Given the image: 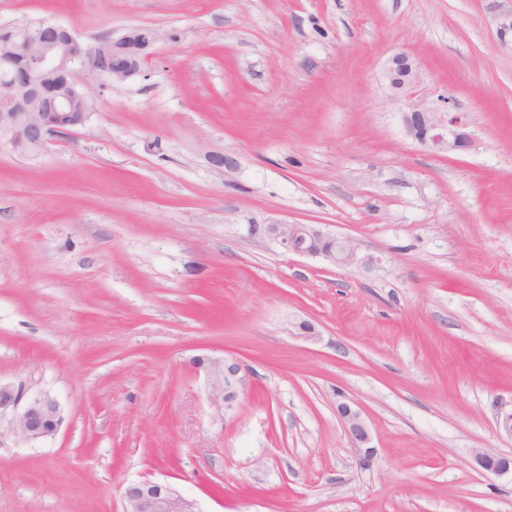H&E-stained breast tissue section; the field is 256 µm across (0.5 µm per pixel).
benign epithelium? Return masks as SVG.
Instances as JSON below:
<instances>
[{
    "label": "benign epithelium",
    "mask_w": 512,
    "mask_h": 512,
    "mask_svg": "<svg viewBox=\"0 0 512 512\" xmlns=\"http://www.w3.org/2000/svg\"><path fill=\"white\" fill-rule=\"evenodd\" d=\"M40 25L45 36L39 50L32 51L25 42L7 48L8 53L30 60L31 73L18 83H0V143L27 157L41 155L55 137L74 132L90 118L88 112L65 111L70 97L50 94L43 76L60 74L71 90L91 94L92 88L77 79V70H87L97 78L105 76L111 82L131 80L143 73L152 48L161 38L160 32L152 29L151 37L131 56L122 46L131 34L112 37L109 68L103 58L104 45L82 42L60 23L42 20ZM382 78L392 98L403 107L402 122L411 140L438 152L465 151L472 146L468 124L461 113L453 110L450 98L443 97L436 105L422 97L421 71L412 56L405 52L393 55L384 66ZM252 233L265 244L319 257L334 266L351 268L365 263L354 239L336 236L321 224L271 221L253 225ZM200 367L206 372L210 400L226 411L233 409L245 384L242 366L233 360L209 359L200 362ZM338 413L356 457L363 462L370 460L372 435L361 413L348 403L339 404ZM61 421V405L50 391L31 394L21 385L0 383V428L6 427L16 440L51 438ZM473 460L496 475L512 472V457L491 449H475ZM122 499L123 512H199L194 500L166 481L131 483L123 490Z\"/></svg>",
    "instance_id": "1"
}]
</instances>
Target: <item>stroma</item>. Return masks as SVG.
Here are the masks:
<instances>
[{"label": "stroma", "mask_w": 512, "mask_h": 512, "mask_svg": "<svg viewBox=\"0 0 512 512\" xmlns=\"http://www.w3.org/2000/svg\"><path fill=\"white\" fill-rule=\"evenodd\" d=\"M512 0H0L80 40L146 25L143 76L85 126L0 147V381L50 390L49 439L0 444V512H122L158 479L201 512H512ZM405 51L464 153L409 139ZM234 158L215 166L214 156ZM323 224L367 263L250 227ZM306 320L319 333L291 334ZM246 384L217 411L197 359ZM357 404L374 458L353 454ZM350 446L360 461H369L373 455L372 435L361 413L348 403L338 405ZM474 462L484 471L500 475L512 472V457L487 448H476Z\"/></svg>", "instance_id": "1"}]
</instances>
